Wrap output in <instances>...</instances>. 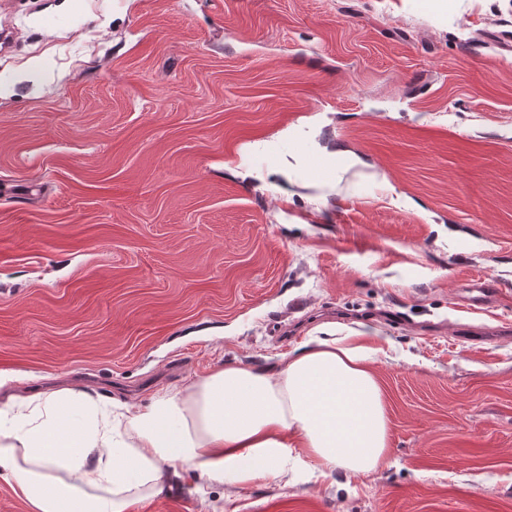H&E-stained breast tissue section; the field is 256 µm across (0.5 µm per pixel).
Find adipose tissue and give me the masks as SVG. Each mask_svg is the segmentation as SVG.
Instances as JSON below:
<instances>
[{
    "instance_id": "ef3b65f1",
    "label": "adipose tissue",
    "mask_w": 512,
    "mask_h": 512,
    "mask_svg": "<svg viewBox=\"0 0 512 512\" xmlns=\"http://www.w3.org/2000/svg\"><path fill=\"white\" fill-rule=\"evenodd\" d=\"M370 358L351 337L316 338L275 372L227 365L147 410L120 419L101 410L90 428L72 421L81 394L58 390L0 411V481L32 512H124L167 473L232 486L291 462L368 474L389 447Z\"/></svg>"
}]
</instances>
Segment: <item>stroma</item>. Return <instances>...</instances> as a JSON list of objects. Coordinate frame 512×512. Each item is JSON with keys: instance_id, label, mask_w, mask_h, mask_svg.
Here are the masks:
<instances>
[{"instance_id": "obj_1", "label": "stroma", "mask_w": 512, "mask_h": 512, "mask_svg": "<svg viewBox=\"0 0 512 512\" xmlns=\"http://www.w3.org/2000/svg\"><path fill=\"white\" fill-rule=\"evenodd\" d=\"M0 82L1 409L357 332L391 465L126 512H512V0H0Z\"/></svg>"}]
</instances>
